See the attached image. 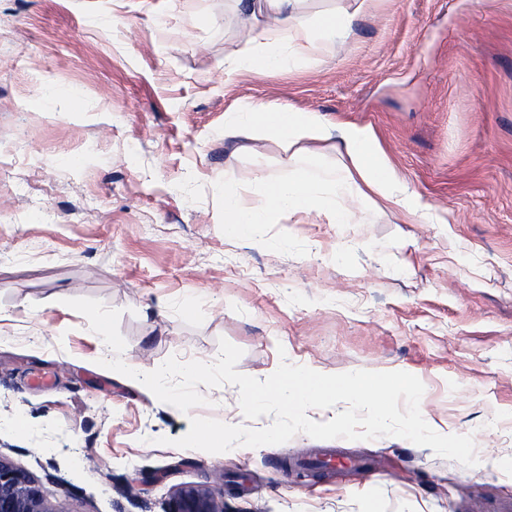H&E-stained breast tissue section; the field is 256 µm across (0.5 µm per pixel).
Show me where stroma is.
I'll return each mask as SVG.
<instances>
[{"mask_svg":"<svg viewBox=\"0 0 512 512\" xmlns=\"http://www.w3.org/2000/svg\"><path fill=\"white\" fill-rule=\"evenodd\" d=\"M241 0H0V456L56 512H169L183 485L224 512H483L512 499V0H300L308 30L346 18L296 67L256 52ZM322 115L318 174L350 163L338 131L371 127L417 216L342 200L224 237V173L273 183L279 141L226 137L244 102ZM121 310L123 361L214 362L263 380L404 371L437 433L472 435L467 467L384 436L212 454L175 447L190 417L245 420L237 386L158 404L100 366L104 342L67 300ZM373 459L377 474L296 459ZM162 482H151L155 471Z\"/></svg>","mask_w":512,"mask_h":512,"instance_id":"1","label":"stroma"}]
</instances>
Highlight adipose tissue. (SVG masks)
Instances as JSON below:
<instances>
[{"instance_id":"ef3b65f1","label":"adipose tissue","mask_w":512,"mask_h":512,"mask_svg":"<svg viewBox=\"0 0 512 512\" xmlns=\"http://www.w3.org/2000/svg\"><path fill=\"white\" fill-rule=\"evenodd\" d=\"M225 136L232 138L279 139L304 153L307 143L324 141L330 134L318 113L299 112L288 107L264 102H252L241 108L224 127ZM345 154L351 161V171L329 181H319L316 173L298 168L292 177L276 183L257 182L256 192L262 204L249 206L239 194V179L231 172L224 175V235L241 238L260 224L270 223L273 213L296 211L312 204L334 213L337 223H347L346 213L339 210L337 200L371 191L387 202L406 208L408 199L400 197L395 170L386 162L373 132L366 127L347 125L340 130Z\"/></svg>"}]
</instances>
